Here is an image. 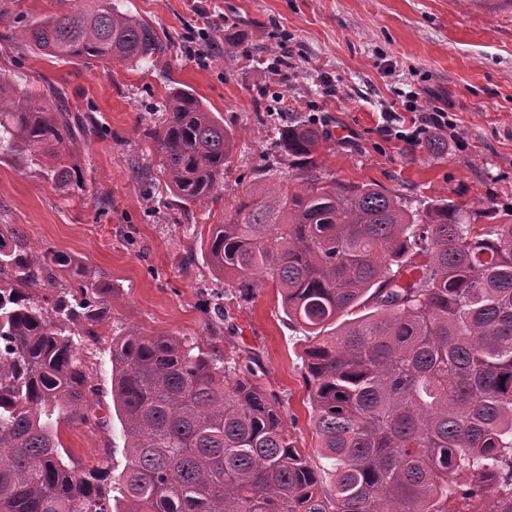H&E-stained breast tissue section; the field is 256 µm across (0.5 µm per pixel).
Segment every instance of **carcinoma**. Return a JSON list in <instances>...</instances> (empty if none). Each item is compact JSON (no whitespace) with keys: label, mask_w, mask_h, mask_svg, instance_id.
<instances>
[{"label":"carcinoma","mask_w":512,"mask_h":512,"mask_svg":"<svg viewBox=\"0 0 512 512\" xmlns=\"http://www.w3.org/2000/svg\"><path fill=\"white\" fill-rule=\"evenodd\" d=\"M18 40L104 64L172 48L114 0L34 17ZM94 132L62 92L0 84V155L56 191L81 186ZM152 139L183 204L221 194L236 140L192 90L171 89ZM273 147L271 183L214 225L207 257L246 296L265 277L280 289L333 490L321 495L256 357L127 328L110 346L120 512H512V210L491 204L478 224L446 198L418 214L375 183L336 181L308 124L275 128ZM72 268L0 225V512H112L108 470L77 475L59 436L64 420L98 421L81 346L111 316L112 285Z\"/></svg>","instance_id":"obj_1"}]
</instances>
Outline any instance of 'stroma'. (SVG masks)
Listing matches in <instances>:
<instances>
[{
	"mask_svg": "<svg viewBox=\"0 0 512 512\" xmlns=\"http://www.w3.org/2000/svg\"><path fill=\"white\" fill-rule=\"evenodd\" d=\"M144 19L170 53L153 63L86 64L17 42L10 24L66 11L62 0H0V81L33 94L64 92L98 133L78 159L82 190L56 192L38 167L0 156V224L15 225L34 250L53 249L112 283L111 318L83 355L100 389L106 426L60 427L69 464L84 474L109 462L111 488L126 464L112 408L108 350L116 327L168 332L223 353L234 335L255 352L266 389L283 403L298 448L331 486L319 452L303 379L302 335L289 326L277 288L262 283L249 300L225 287L203 254L211 225L244 194H259V170L274 152L267 114L305 121L322 133L325 167L342 182L376 183L420 212L440 197L468 210L512 207V0H119ZM289 54L268 68L280 45ZM191 87L236 138L222 195L184 209L166 186L143 195L136 178H161L150 136L170 88ZM420 92L447 112L453 129L410 147L388 136L386 112L411 120L402 95ZM192 267H185L186 257ZM222 306L224 318L207 324Z\"/></svg>",
	"mask_w": 512,
	"mask_h": 512,
	"instance_id": "stroma-1",
	"label": "stroma"
}]
</instances>
